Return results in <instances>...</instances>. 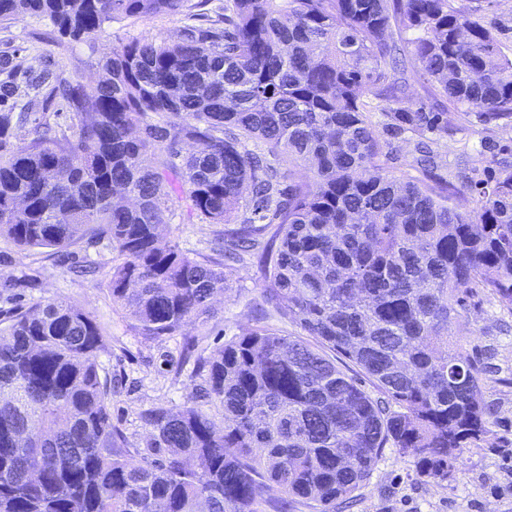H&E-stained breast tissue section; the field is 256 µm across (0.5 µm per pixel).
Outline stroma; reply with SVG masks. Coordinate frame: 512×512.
I'll return each mask as SVG.
<instances>
[{"label": "stroma", "mask_w": 512, "mask_h": 512, "mask_svg": "<svg viewBox=\"0 0 512 512\" xmlns=\"http://www.w3.org/2000/svg\"><path fill=\"white\" fill-rule=\"evenodd\" d=\"M467 4L476 17L494 25L502 50L512 55V0H467ZM186 23L181 15L114 20L105 23L92 45L59 36L49 22L21 16L8 27L0 26V56L8 55L24 70L46 69L63 76L81 72L84 84L90 87L99 77L101 53L112 44L133 39L175 40ZM397 75L406 80L407 94L392 104V111H440V103L415 75L410 58L401 60ZM371 121L380 139L393 149L388 162L391 175L422 178L423 172L414 161V136L389 132L381 112H373ZM435 151L438 174L456 182V202L473 209L472 192L455 176L468 160L493 168L501 160L512 161V123L486 124L474 117L455 121ZM214 232V225L193 224L178 214L165 227L162 241L205 255ZM72 251L77 259L99 265L96 279L74 276L48 250L24 251L1 239L0 277L25 273L36 277L35 287L22 291L25 303L64 296L92 312L105 343L100 360L110 373L123 379L121 392L112 398V422L123 431L128 448L142 447L150 431L140 423L138 413L155 403L180 407L196 385L191 363L182 359L183 336L196 337L200 346L213 348L254 325L262 317L260 275L254 263L240 266L234 288L217 302L215 319L203 327L188 324L183 336L150 342L134 335L123 314L112 306L107 289L110 247L102 243L89 248L79 243ZM506 323L512 325V315L502 312L493 299L480 295L467 300L453 325L483 371L484 399L494 409L489 433L478 446L464 449L461 471L437 483L421 477L412 459L386 450L369 479L356 491L349 512H512V332H503Z\"/></svg>", "instance_id": "obj_1"}]
</instances>
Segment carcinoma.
<instances>
[{
	"label": "carcinoma",
	"mask_w": 512,
	"mask_h": 512,
	"mask_svg": "<svg viewBox=\"0 0 512 512\" xmlns=\"http://www.w3.org/2000/svg\"><path fill=\"white\" fill-rule=\"evenodd\" d=\"M206 3L0 0V25L29 15L74 41L117 19L200 21L112 45L89 89L0 58V239L64 259L108 241L112 304L152 341L207 324L256 257L264 303L298 331L185 338L198 383L179 410L139 413L135 464L91 313L60 296L1 309L0 512H336L386 449L442 482L489 432L481 370L449 331L481 293L512 314V162L471 168L464 210L448 180L389 175L365 97L402 98L407 51L456 117L512 120L493 27L459 0H224L214 18ZM384 116L448 132L446 112ZM180 202L228 225L211 254L160 243ZM25 283L0 279V297Z\"/></svg>",
	"instance_id": "cac0c4a2"
}]
</instances>
